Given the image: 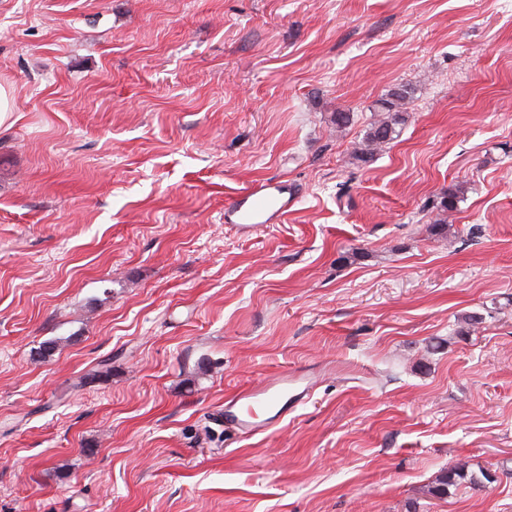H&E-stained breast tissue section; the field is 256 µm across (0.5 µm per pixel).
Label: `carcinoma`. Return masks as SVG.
I'll use <instances>...</instances> for the list:
<instances>
[{"instance_id": "obj_1", "label": "carcinoma", "mask_w": 512, "mask_h": 512, "mask_svg": "<svg viewBox=\"0 0 512 512\" xmlns=\"http://www.w3.org/2000/svg\"><path fill=\"white\" fill-rule=\"evenodd\" d=\"M412 99V90L406 86H400L376 104L369 126L361 140L355 144L353 154L357 160L369 162L378 151L398 135L411 117ZM466 478L472 484H479L483 479L488 482L493 480L492 475L486 472L481 473L479 478L471 476L467 464L459 463L455 468L436 476L434 485L429 487L428 493L441 498L448 494L449 487L458 485Z\"/></svg>"}]
</instances>
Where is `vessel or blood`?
<instances>
[{"label": "vessel or blood", "mask_w": 512, "mask_h": 512, "mask_svg": "<svg viewBox=\"0 0 512 512\" xmlns=\"http://www.w3.org/2000/svg\"><path fill=\"white\" fill-rule=\"evenodd\" d=\"M292 202L285 183L272 180L235 195L224 209L227 222L245 228L269 224L287 214ZM317 383L314 374L294 368L265 378L224 405V426L236 434H264L304 405Z\"/></svg>", "instance_id": "1"}]
</instances>
